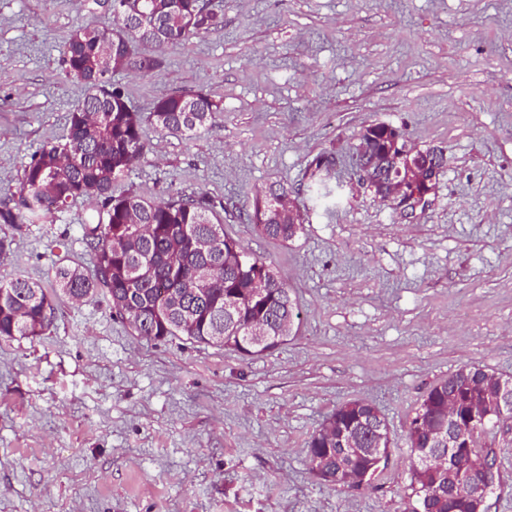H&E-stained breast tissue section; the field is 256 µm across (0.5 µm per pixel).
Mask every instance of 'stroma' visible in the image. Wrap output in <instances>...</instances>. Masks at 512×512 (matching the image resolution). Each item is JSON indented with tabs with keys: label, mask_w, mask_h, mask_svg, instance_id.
Segmentation results:
<instances>
[{
	"label": "stroma",
	"mask_w": 512,
	"mask_h": 512,
	"mask_svg": "<svg viewBox=\"0 0 512 512\" xmlns=\"http://www.w3.org/2000/svg\"><path fill=\"white\" fill-rule=\"evenodd\" d=\"M221 26L114 73L136 109L200 91L222 106L191 139L145 127V153L113 192H200L224 234L270 263L297 317L258 356L139 336L95 293L54 288L58 263L93 270L82 226L98 200L53 220L0 224V281L40 284L55 317L0 336V512H411L406 444L424 393L475 364L512 378V0H211ZM95 0H0V201L39 147L66 134L85 88L64 38L104 22ZM386 123L444 166L406 213L354 173L362 132ZM335 157L333 192L308 189ZM287 188L303 213L288 242L246 212ZM384 414L390 460L371 486L314 475L308 442L337 406ZM512 512V421L490 428Z\"/></svg>",
	"instance_id": "1"
}]
</instances>
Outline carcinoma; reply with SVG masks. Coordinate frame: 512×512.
Masks as SVG:
<instances>
[{
	"label": "carcinoma",
	"mask_w": 512,
	"mask_h": 512,
	"mask_svg": "<svg viewBox=\"0 0 512 512\" xmlns=\"http://www.w3.org/2000/svg\"><path fill=\"white\" fill-rule=\"evenodd\" d=\"M110 21L96 27L80 26L64 41L66 76L84 84L85 94L71 112L66 140L47 143L25 166L18 197L0 202V224H38L63 212L72 202L96 195L102 206L83 226V240L94 252L90 274L61 264L55 286L73 302L106 292L112 311L141 336L157 340L184 336L199 344L230 347L246 356L271 351L286 341L285 323H294V304L288 287L272 267L224 236L223 224L213 215L205 195L180 192L155 202L136 193L113 195L112 187L139 162L144 149L143 128L191 139L208 129L219 105L202 92L162 97L151 110L140 112L112 84V73L135 69L151 72L161 65L146 48L183 43L190 34L217 26L206 0H97ZM112 43L103 60L99 47ZM365 162L374 176L403 166L401 144L363 136ZM288 189L270 184L258 191L248 218L259 233L288 242L303 224L288 216L281 198ZM141 239L137 252L123 247ZM260 277L266 288L252 296L240 285ZM55 308L44 288L25 279L0 281V336L36 337L50 327ZM503 375L475 365H464L431 386L422 396L408 431L413 459L409 489L412 512H447L448 471L471 481L480 478L491 448L479 447V438L512 407L499 401ZM468 409L479 401L476 421L463 423L459 433L474 443L466 452H451L445 468L424 462L436 447L421 426H448V397ZM389 430L378 407L349 401L338 407L316 429L309 441L312 471L322 480L343 488L337 476L350 466L370 470L367 461L353 462L349 448L336 441L341 434L367 439Z\"/></svg>",
	"instance_id": "obj_1"
}]
</instances>
